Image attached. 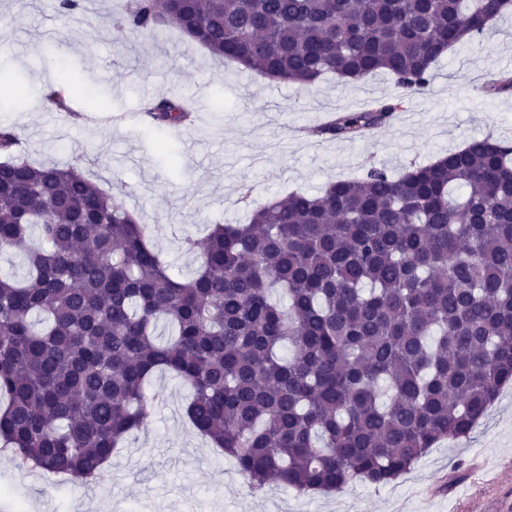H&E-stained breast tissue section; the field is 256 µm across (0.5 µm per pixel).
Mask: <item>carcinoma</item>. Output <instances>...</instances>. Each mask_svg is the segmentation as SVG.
Instances as JSON below:
<instances>
[{"mask_svg": "<svg viewBox=\"0 0 512 512\" xmlns=\"http://www.w3.org/2000/svg\"><path fill=\"white\" fill-rule=\"evenodd\" d=\"M512 0H133L124 23L174 27L212 56L307 89L331 73L403 89L312 133L355 140L426 94L436 62ZM486 93L512 91L489 74ZM156 123L191 121L155 99ZM0 129V441L20 468L101 478L148 418L165 370L186 415L251 485L299 494L391 482L468 434L512 384V141L472 138L396 175L215 224L178 280L132 212L75 167L36 165Z\"/></svg>", "mask_w": 512, "mask_h": 512, "instance_id": "1", "label": "carcinoma"}]
</instances>
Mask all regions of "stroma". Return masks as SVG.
<instances>
[{
	"instance_id": "obj_1",
	"label": "stroma",
	"mask_w": 512,
	"mask_h": 512,
	"mask_svg": "<svg viewBox=\"0 0 512 512\" xmlns=\"http://www.w3.org/2000/svg\"><path fill=\"white\" fill-rule=\"evenodd\" d=\"M128 0H97L58 14L53 0H0V79L22 76L31 92L0 101V124L20 135L35 163L79 165L85 175L145 224L174 276L189 278L197 254L180 241L204 239L212 225L246 222L250 204L294 190L318 192L371 165L391 171L425 164L472 137L512 131V92L483 95L487 73H512V12L495 19L492 37L458 45L435 66L428 94L371 139L311 137L326 114L357 112L396 95L389 75L354 83L333 75L308 90L272 82L167 31L151 38L120 20ZM57 48L46 49L48 36ZM62 89L67 111L48 100ZM191 100L195 121L156 125L143 100ZM149 417L128 435L100 482L43 479L0 452V512H473L492 490L512 507V387L457 443H443L405 475L383 486L355 480L330 493L297 494L284 486L258 490L234 463L185 419L190 391L167 373L147 389Z\"/></svg>"
}]
</instances>
